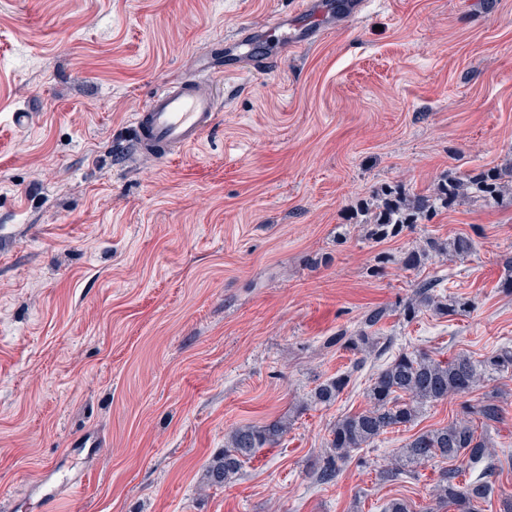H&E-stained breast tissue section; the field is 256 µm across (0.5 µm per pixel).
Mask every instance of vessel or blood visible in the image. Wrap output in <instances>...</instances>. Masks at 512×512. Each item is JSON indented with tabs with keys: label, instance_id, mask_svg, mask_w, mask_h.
Instances as JSON below:
<instances>
[{
	"label": "vessel or blood",
	"instance_id": "obj_1",
	"mask_svg": "<svg viewBox=\"0 0 512 512\" xmlns=\"http://www.w3.org/2000/svg\"><path fill=\"white\" fill-rule=\"evenodd\" d=\"M320 14V9L313 6L303 12L280 14L271 28L280 33L283 43L300 47L308 44L319 29ZM261 38L258 32H238L226 37L224 45L261 72L269 63L268 55L261 50ZM222 77V64L212 60L196 66L191 76L153 91L129 124L128 142L134 153L164 159L172 152L197 147L215 127L222 110ZM82 483V475H66L61 467L43 470L37 485L47 512H53L62 491H77Z\"/></svg>",
	"mask_w": 512,
	"mask_h": 512
}]
</instances>
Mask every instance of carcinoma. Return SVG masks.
<instances>
[{"label": "carcinoma", "mask_w": 512, "mask_h": 512, "mask_svg": "<svg viewBox=\"0 0 512 512\" xmlns=\"http://www.w3.org/2000/svg\"><path fill=\"white\" fill-rule=\"evenodd\" d=\"M512 178L507 170L493 168L478 178H458L439 184L430 195L396 196L378 207L366 225L368 236L385 240L401 233L404 227L428 212L436 202L467 196L475 191L493 197L501 192L504 179ZM428 248L448 254H468L473 241L468 237L427 242ZM438 283L432 279L420 282L402 307L404 320L411 322L423 312L440 317L469 313L473 303L464 298L435 294ZM387 310L375 308L364 315V328L355 336L336 334V345L360 355L364 363L373 354L382 355L387 342L380 341L377 325ZM353 372L345 371L321 382L300 404H331L350 384ZM512 380V346H503L491 355L475 359L457 354L440 360L419 350H401L380 368L366 391L367 407L345 414L330 428V439L313 471L316 482L329 484L337 480L351 454L370 447L380 436L413 424L427 406L449 398L460 400V417L439 428L419 431L397 449L379 471L384 481L413 475L418 468L437 458L452 465L441 470L432 489V504L425 512H476V504L492 491L488 478L495 474L492 432L503 421L504 392L489 383L498 379ZM291 420L278 418L264 425H245L233 429L224 443V452L206 467L204 482L213 487L232 483L240 475L245 461L262 448H273L288 434ZM487 463L484 476L475 481L459 477L468 467Z\"/></svg>", "instance_id": "obj_1"}]
</instances>
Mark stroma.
Wrapping results in <instances>:
<instances>
[{
	"label": "stroma",
	"instance_id": "obj_1",
	"mask_svg": "<svg viewBox=\"0 0 512 512\" xmlns=\"http://www.w3.org/2000/svg\"><path fill=\"white\" fill-rule=\"evenodd\" d=\"M335 2L306 46L268 38L271 69L225 76L216 130L162 163L128 149L150 92L301 0H0V512H41L33 481L60 462L87 480L58 512L430 504L442 460L393 482L378 472L409 434L455 420L452 400L354 453L335 483L312 478L381 357L239 480H203L234 427L349 370L353 352L330 340L370 309L387 308L396 351L512 346V190L437 207L386 241L363 230L384 188L429 195L512 166V0H367L356 16ZM460 235L473 252L400 262ZM425 279L473 311L406 322ZM89 435L96 448L71 449Z\"/></svg>",
	"mask_w": 512,
	"mask_h": 512
}]
</instances>
